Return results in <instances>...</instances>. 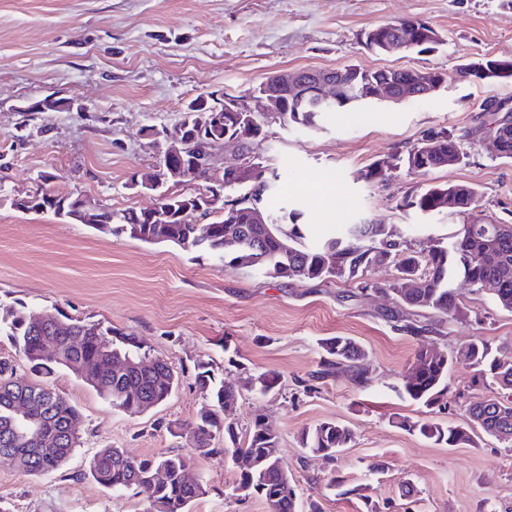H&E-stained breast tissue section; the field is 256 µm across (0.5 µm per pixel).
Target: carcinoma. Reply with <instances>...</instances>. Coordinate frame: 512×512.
Returning a JSON list of instances; mask_svg holds the SVG:
<instances>
[{
	"label": "carcinoma",
	"mask_w": 512,
	"mask_h": 512,
	"mask_svg": "<svg viewBox=\"0 0 512 512\" xmlns=\"http://www.w3.org/2000/svg\"><path fill=\"white\" fill-rule=\"evenodd\" d=\"M394 82L406 80L411 70L386 71L361 69L353 80L362 82L382 78ZM197 101L184 111L181 122L174 127L182 137L194 138L198 133ZM262 115H255L254 127L238 131L231 116L225 123L210 129L212 142L224 144L225 136H238L241 149L250 146L264 130ZM461 153L457 139L446 129L431 130L405 153L371 165L363 174L367 181H383L397 167L408 172L429 173L448 168V154ZM278 175L273 174L250 191L254 184H243L245 172L228 173L224 187V201L203 215L209 223H195L193 195L178 194L167 200L163 213L169 217L166 224H149L140 211L128 208H105L100 214L99 230L147 243L166 239L185 250L206 255L226 267L249 268L265 278L322 282L329 278L362 279L375 266L392 265L398 276L375 290L388 295L392 307L385 309V317L395 323L397 330L421 341L413 361L402 377L399 393L425 407L444 405L449 391L448 372L453 364L463 362L477 372L482 380H491L499 392L491 398H478L466 408L467 426L451 425L442 421L419 426L402 422L409 428H419L424 437L448 448L470 446L474 431L512 445V359L497 356L491 344L476 336L457 352L448 354L428 343L429 335L441 336L448 319L460 314V298L452 288L454 279L461 275L476 291L491 299L500 308L512 312V224L507 236L497 233L495 224H470L466 209L448 210L446 199L460 198L472 201L479 197L476 186L470 183H439L429 185L406 196L403 206L424 217L447 214L459 218L446 237H429L425 246L415 248L417 228L407 229L401 237L386 224H343L332 238L322 241L306 239L296 223L298 213L270 211L263 201L274 196ZM249 187L242 198H229L241 186ZM258 207L268 216V223L251 222L250 210ZM231 223L239 228L240 243L232 250L224 249V226ZM68 332L51 330L48 324L35 325L24 305L0 308V335L10 340L29 365L34 379L16 374L14 365L0 359V452L11 449L20 456L22 469L33 475L51 473L63 466L80 447L79 427L82 413L65 397L43 382L58 366L92 387L112 407L128 414L145 413L164 403L178 387L179 372L163 359L143 351L141 340L132 335L116 333L110 327L90 324L78 317L62 316ZM52 341L61 349L62 360L52 367L41 358V346ZM324 351L318 370L310 379L299 380L304 391L313 390V383L333 380L341 373L349 374L359 389L372 385L373 377L364 364L366 357L361 345L347 336H332L322 340ZM125 364V372L112 376V363ZM195 381L206 393V403L196 419L186 428L187 435L198 447H207L215 436L224 434V447L210 452L224 455L231 451L249 457L254 467L243 470L238 487L245 490L242 497H258L268 512H301L288 473L279 457V440L275 428L258 414L250 425L247 442L239 446L238 436L231 422H224V414L235 408L239 388L255 390L265 395L275 388L277 376L263 374L243 380L242 386L216 380L205 364L195 366ZM18 403L30 406L33 415L42 420L40 440L19 446L12 442L17 423L10 408ZM352 430L343 423L324 421L303 432L301 447L328 460L348 447ZM190 458L168 454L152 458H137L120 448L106 447L96 451L88 462V475L99 485L116 493L136 491L148 503L146 512H188V506L206 493L199 480L186 476ZM164 471L165 480H156L158 471Z\"/></svg>",
	"instance_id": "carcinoma-1"
}]
</instances>
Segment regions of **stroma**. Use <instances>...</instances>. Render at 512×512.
<instances>
[{
    "label": "stroma",
    "instance_id": "stroma-1",
    "mask_svg": "<svg viewBox=\"0 0 512 512\" xmlns=\"http://www.w3.org/2000/svg\"><path fill=\"white\" fill-rule=\"evenodd\" d=\"M403 18L428 23L443 45L394 55L366 49L365 30ZM502 56H512V0H0V303L56 309L138 336L152 355L184 373L165 403L131 417L57 371L53 387L83 415L81 446L67 464L41 476L0 459V507L145 512L142 496L114 493L87 476L91 456L111 446L138 458L189 457L207 487L190 512H267L261 499H241L235 457L200 450L180 432L206 401L191 373L202 362L229 382L277 375L268 395L241 391L231 419L242 436L256 414L266 416L303 510L314 502L321 512H512V446L478 433L473 445L448 448L409 430L430 415L398 394L418 342L384 317L389 296L335 278H260L17 205L51 192L115 210L150 206L152 196L132 184L157 168L147 126L177 124L200 96H248L275 73L356 65L426 69L449 79L427 100L348 107L321 115L309 129L268 120L253 145L254 156L279 175L268 208L299 212L316 236L367 220L401 232L417 225L422 239L444 237L447 216L425 218L402 201L430 183L468 182L480 191L484 215L512 223V160L496 158L489 140L474 135L493 120L482 103L512 104V79L487 83L457 74L462 64ZM50 95L74 101L75 110L31 111ZM439 128L458 139L461 164L364 180L377 160ZM319 174L333 179L335 194L321 191ZM454 286L462 314L448 322L439 347L452 352L480 336L512 350V312L463 279ZM352 292L358 300H349ZM330 336L362 345L371 389L357 390L344 376L308 393L297 387L317 369L321 342ZM448 384V407L437 417L456 425L466 424L469 400L496 392L475 383L462 362L449 371ZM324 421L353 432L333 461L300 445L302 432ZM334 477L345 494L329 488Z\"/></svg>",
    "mask_w": 512,
    "mask_h": 512
}]
</instances>
